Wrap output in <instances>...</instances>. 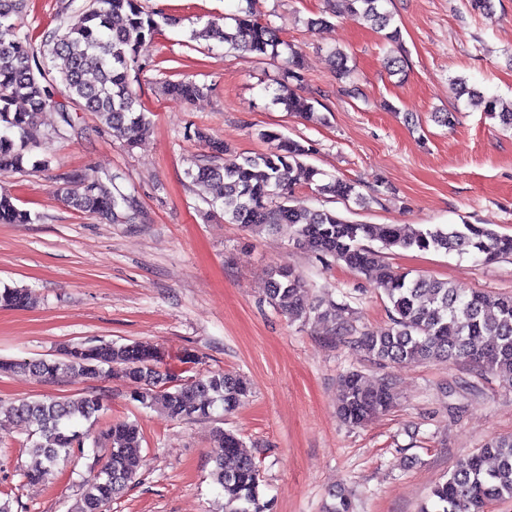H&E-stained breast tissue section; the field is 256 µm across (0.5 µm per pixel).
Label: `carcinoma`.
<instances>
[{
	"label": "carcinoma",
	"mask_w": 512,
	"mask_h": 512,
	"mask_svg": "<svg viewBox=\"0 0 512 512\" xmlns=\"http://www.w3.org/2000/svg\"><path fill=\"white\" fill-rule=\"evenodd\" d=\"M26 0H0V28L15 29ZM347 11L362 24L400 42V29L384 8L387 0H344ZM248 7L232 14V23L220 28L206 23L193 31L195 41L224 44L258 60H275L288 53L287 68L275 101L304 120L318 121L314 99L297 92L304 67L300 51L282 37L281 29L262 20ZM159 25L141 0H86L35 47L28 33L0 39V172L24 169L38 148L37 117L52 97L43 85L45 71L58 74L62 93L83 110L94 112L112 135L130 147L151 128V119L129 81L139 68L141 49L151 43ZM336 78L348 82L344 93L354 96L359 88L347 55L333 53ZM460 94L471 103L484 104V114L512 131V107L499 111V100L487 97L466 80L455 81ZM169 94L193 102L206 86L192 80L166 83ZM269 144L264 153L227 157L224 142L195 130L206 150L187 170L192 183L218 191L224 221L252 230L277 231L286 226L294 243L320 257L343 262L350 270L373 280L390 304L389 324L381 330L357 327L329 300L313 299L309 285L289 269L274 271L264 289L267 302L293 321L311 317L332 324L333 335L365 352L379 366L391 363L448 362L495 374L512 388V294L463 293L442 280L393 270L379 252L368 246L377 241L384 249H410L484 257L488 261L512 257V236L481 224L429 225L408 233L400 224H360L329 209H296L288 205L293 187L304 180L315 191L342 201L367 198L355 183L332 177L306 164L315 152L308 141L286 138L272 130L259 133ZM119 175L90 179L73 175L59 188L73 208L93 216L123 222L131 219L134 200L116 184ZM30 212L15 205L10 194L0 191V224H26ZM34 302L26 288L0 289V307L25 308ZM158 352L140 343L91 342L66 346L53 361L0 360V373L23 371L46 382L80 376L99 380L120 368L131 387L132 400L145 408H158L173 420L207 418L217 407L231 412L249 395L246 379L237 374L207 372L181 385L165 386L169 372H161ZM396 397L389 381L369 384L358 371L343 376L336 394V408L348 425L361 426L394 408ZM104 398L88 391L71 399L43 397L23 400L7 411V417L28 428L26 451L35 459L27 481L39 484L58 473L60 463L83 454L87 431L83 424L98 420ZM143 435L134 421L116 420L105 429L110 448L100 471L84 484L80 512H104L135 482L141 467L136 452ZM218 451L213 456L210 479L224 494L223 512H265L261 477L255 460L241 452L242 442L231 431H217ZM325 512H352L350 496L340 490L329 493ZM512 499V436L496 437L478 452L456 462L448 477L432 492L431 504L422 512H484L487 505Z\"/></svg>",
	"instance_id": "cac0c4a2"
}]
</instances>
